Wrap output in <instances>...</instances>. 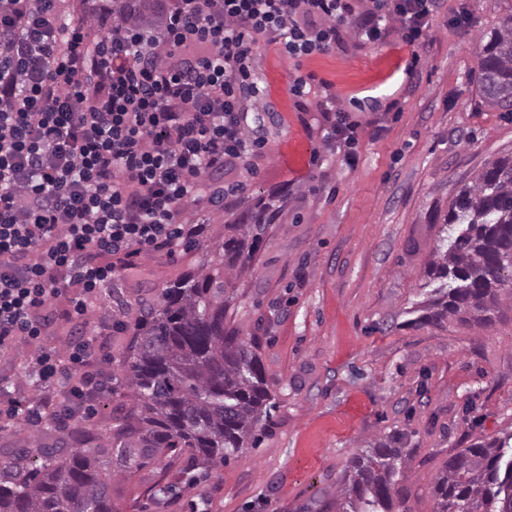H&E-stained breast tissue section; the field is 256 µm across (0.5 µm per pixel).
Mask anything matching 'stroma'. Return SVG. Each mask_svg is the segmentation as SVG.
Returning a JSON list of instances; mask_svg holds the SVG:
<instances>
[{
    "label": "stroma",
    "mask_w": 512,
    "mask_h": 512,
    "mask_svg": "<svg viewBox=\"0 0 512 512\" xmlns=\"http://www.w3.org/2000/svg\"><path fill=\"white\" fill-rule=\"evenodd\" d=\"M509 13L512 0H440L414 48L393 28L296 59L259 48L266 108L248 124L266 144L224 175L243 192L204 206L199 248L151 252L103 288L96 358L111 374L130 338L112 327L117 299L151 298L221 245L236 265L224 327L259 356L277 406L252 445L172 496L147 494V471L113 480L117 512H336L351 457L380 442L411 453L395 512H434L449 455L512 431V297L481 326L421 320L442 216L488 162L512 155V112L488 107L476 82L478 38ZM308 76L302 102L289 88ZM326 86L360 124L352 145L327 136ZM260 221V240L244 243L241 225Z\"/></svg>",
    "instance_id": "obj_1"
}]
</instances>
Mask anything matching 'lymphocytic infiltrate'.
<instances>
[{
	"instance_id": "obj_1",
	"label": "lymphocytic infiltrate",
	"mask_w": 512,
	"mask_h": 512,
	"mask_svg": "<svg viewBox=\"0 0 512 512\" xmlns=\"http://www.w3.org/2000/svg\"><path fill=\"white\" fill-rule=\"evenodd\" d=\"M436 0H164L149 24L91 37L61 0H0V353L39 341L67 296L64 351L22 362L35 397L0 392L5 424H40L63 394L94 398L111 377L87 330L119 269L175 247L217 177L247 164V117L261 99L257 44L291 57L342 36L396 28L416 46ZM133 55L121 76L112 61Z\"/></svg>"
}]
</instances>
